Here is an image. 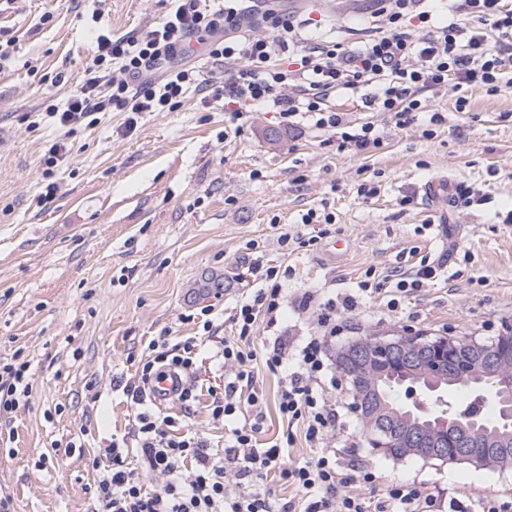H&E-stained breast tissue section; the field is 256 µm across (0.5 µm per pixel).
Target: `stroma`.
Instances as JSON below:
<instances>
[{
    "label": "stroma",
    "instance_id": "35a3bbf8",
    "mask_svg": "<svg viewBox=\"0 0 512 512\" xmlns=\"http://www.w3.org/2000/svg\"><path fill=\"white\" fill-rule=\"evenodd\" d=\"M174 5L0 0V50L9 54L0 64V363L21 353L34 379L26 407L12 415L13 439L0 445V495L15 512H94L89 460L129 431L135 408L124 387L147 343L167 331L201 336L184 316L205 305L223 318V335H234V307L254 286L253 257L291 270L280 323L288 339L312 331L299 307L305 293L358 295L326 340L332 357L361 336L486 341L512 327V89L468 91L462 112L455 89L425 92L424 114L403 127L390 113L361 110L358 95L336 93L332 110L380 133L377 148L358 153L305 120L288 129L270 109L225 110L222 72L198 53L192 61L210 94L189 87L177 110L141 113L130 133L126 113L102 114L70 137L66 163L48 167L59 131L43 113L82 85L97 29L142 35ZM274 5L319 20L300 29L305 46L358 45L383 28L378 0H260L244 27L265 35L258 14ZM430 112L444 120L427 137ZM270 129L278 141L268 140ZM432 179L476 194L456 208L444 196L425 202L421 188ZM363 183L377 195L358 197ZM311 209L332 214L329 235L282 250L281 228L313 235L301 222ZM424 264L438 266L437 277L388 307L398 274ZM363 280L373 293L359 294ZM334 396L339 465L377 476L351 487L369 512H378L387 485L412 482L454 492L467 512L491 497L512 512V468L385 458L369 448L344 379ZM208 403L203 392L191 416L176 402L164 412L218 443L229 426L212 418Z\"/></svg>",
    "mask_w": 512,
    "mask_h": 512
}]
</instances>
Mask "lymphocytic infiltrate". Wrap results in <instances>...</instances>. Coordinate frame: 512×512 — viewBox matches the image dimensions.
<instances>
[{
	"label": "lymphocytic infiltrate",
	"mask_w": 512,
	"mask_h": 512,
	"mask_svg": "<svg viewBox=\"0 0 512 512\" xmlns=\"http://www.w3.org/2000/svg\"><path fill=\"white\" fill-rule=\"evenodd\" d=\"M387 2L380 11L385 31L359 46L326 41L299 48L300 20L274 9L262 16L268 35L243 34V0H223L216 7L206 0H179L176 10L143 37L98 35V53L83 85L64 109L48 113L60 131L48 163H63L70 135L94 124L99 114L175 111L187 87L199 80L188 62L194 41L203 45L214 67L224 70L225 104L242 113L272 107L289 127L311 120L358 151L379 146L375 126L368 121L348 125L326 108L331 94L369 87L363 105L392 114L401 127L423 111V92L448 86L460 90L456 108L462 112L468 105L465 90L495 94L512 88V0H448L444 18L430 0ZM415 25L422 31L417 38L410 34ZM248 271L259 286L236 305L234 336H221L211 306L198 312L204 334L219 340L215 357L224 369V388L210 390L209 408L213 417L235 419V427L223 446L215 447L199 434L178 430L173 416L151 411L150 385L173 372L189 374L201 346L193 339L174 343L166 335L151 339L139 361L137 383L125 387L136 409L130 434L141 467H129L128 447L116 443L109 448V463L100 467L95 485L98 512H367L347 487L374 483L375 473L366 468L343 472L330 447L336 406L329 398L334 381L324 350L326 338L340 329L338 306H353L354 300L339 303L318 292L308 294L303 307L316 320L314 334L294 341L275 336L260 354L250 342L260 326L271 328L281 320L282 281L289 273L259 260ZM257 360L271 372H288L277 397L279 414L303 425L306 441L318 450L302 464L285 462L291 433L268 446L259 442L265 396L254 372ZM32 380L29 362L0 365V416L27 403ZM273 472L294 488L296 500L273 498L266 486ZM153 473L165 481L149 491L143 477ZM385 495L389 512H431L438 500L437 493L412 483L388 486Z\"/></svg>",
	"instance_id": "lymphocytic-infiltrate-1"
}]
</instances>
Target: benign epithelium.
I'll use <instances>...</instances> for the list:
<instances>
[{
	"label": "benign epithelium",
	"instance_id": "benign-epithelium-1",
	"mask_svg": "<svg viewBox=\"0 0 512 512\" xmlns=\"http://www.w3.org/2000/svg\"><path fill=\"white\" fill-rule=\"evenodd\" d=\"M401 360L412 405L390 401L391 372L382 365ZM361 388L366 433L377 448H397L424 460L473 463L486 468L512 459V350L488 349L461 336H371L354 341L339 366ZM470 389L480 406H490L492 426L481 411L450 412L444 385Z\"/></svg>",
	"mask_w": 512,
	"mask_h": 512
}]
</instances>
